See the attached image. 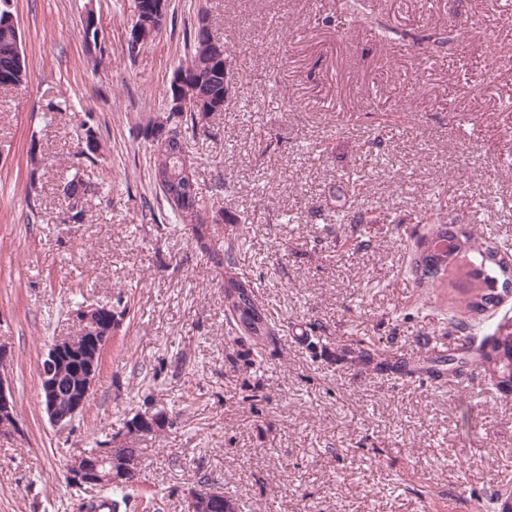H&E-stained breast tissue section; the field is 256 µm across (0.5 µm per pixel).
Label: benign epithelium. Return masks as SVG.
<instances>
[{
  "label": "benign epithelium",
  "instance_id": "1",
  "mask_svg": "<svg viewBox=\"0 0 512 512\" xmlns=\"http://www.w3.org/2000/svg\"><path fill=\"white\" fill-rule=\"evenodd\" d=\"M168 107L178 112L188 107L201 108V103L191 99L187 87L175 88L174 99ZM179 158L183 163V186L187 193L195 189L193 166L190 155L182 151ZM107 308L95 304L85 305L74 321L78 331L69 336H59L50 345L39 373L40 405L48 422L58 431L72 426L88 403L99 377L98 363L105 345L112 337L116 322L109 320V330L102 332L99 323L105 319ZM79 367L78 381L65 393L58 391L56 371L67 364ZM6 350L0 351V433L5 434L17 427L14 398L7 380ZM142 461L119 447L109 449L104 457L80 454L68 459L66 475L71 485L78 488L100 487L106 484L133 485L140 476ZM236 512L235 503L225 499L215 490L207 489L196 493L189 500V512Z\"/></svg>",
  "mask_w": 512,
  "mask_h": 512
}]
</instances>
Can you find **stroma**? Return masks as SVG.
I'll list each match as a JSON object with an SVG mask.
<instances>
[{
  "label": "stroma",
  "instance_id": "35a3bbf8",
  "mask_svg": "<svg viewBox=\"0 0 512 512\" xmlns=\"http://www.w3.org/2000/svg\"><path fill=\"white\" fill-rule=\"evenodd\" d=\"M202 9L230 53V91L188 151L203 214H224L206 226L211 248L237 242V273L277 322L259 347L230 332L220 268L167 218L143 131L166 115ZM12 10L29 74L0 92V344L18 421L0 435V512H86L64 465L117 433L144 460L125 512H185L202 479L242 512H479L512 492V394L472 364L452 385L401 380L356 345L421 368L460 345L449 319L465 276L408 272L424 211L512 248V0H368L364 16L339 0H168L133 56L136 0ZM447 29L446 48L420 44ZM88 122L103 143L91 159L76 142ZM75 176L89 187L79 224L63 194ZM340 203L370 226L337 223ZM71 284L130 312L59 432L39 368L76 328ZM145 410L168 424L125 433Z\"/></svg>",
  "mask_w": 512,
  "mask_h": 512
}]
</instances>
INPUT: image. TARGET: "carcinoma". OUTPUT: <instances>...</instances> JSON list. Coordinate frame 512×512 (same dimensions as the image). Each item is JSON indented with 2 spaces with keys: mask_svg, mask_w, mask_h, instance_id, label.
<instances>
[{
  "mask_svg": "<svg viewBox=\"0 0 512 512\" xmlns=\"http://www.w3.org/2000/svg\"><path fill=\"white\" fill-rule=\"evenodd\" d=\"M163 25V20L150 13L140 14L134 26L144 33L145 40L152 41ZM212 40L210 27L197 26L189 31L187 42L191 52L189 58L176 67L187 79L191 97L210 100L212 109L224 110V69L212 65ZM28 73L22 49L20 30L0 24V89L10 90L27 82ZM209 113L189 108L176 115L169 124L150 120L144 128L145 136L174 132L188 141L196 137L199 127L207 120ZM84 144L82 154L92 158L100 149L98 132L92 126L83 128L78 137ZM154 181L164 197L175 220L190 226L201 251L208 254L214 262L224 268V312L229 317L235 331L241 336H271L273 325L254 305L249 284L240 280L234 273L236 258L234 245L228 244L224 257L212 251L203 232L206 218L198 211V201L187 205L171 204L170 193L180 185V162L169 155L153 153ZM68 199V221L79 224L83 221L82 203L87 186L77 177L68 180L63 188ZM431 225L429 234L418 240L417 250L412 254L411 270L425 278H440L454 269L459 261L465 262L467 276L471 281L469 295L464 300L463 309L467 313L481 315L484 320L471 324L459 320L456 327L468 332L467 343L460 348L448 351L437 363L442 373L453 382L462 373L467 364L466 355L473 354V362L497 389L512 393V320L500 321L495 328L484 332L485 321L497 314L498 307L512 292V254L496 245L475 241L462 227L441 221L435 223L432 217L421 220ZM111 512L127 505L133 487L111 486Z\"/></svg>",
  "mask_w": 512,
  "mask_h": 512,
  "instance_id": "1",
  "label": "carcinoma"
}]
</instances>
